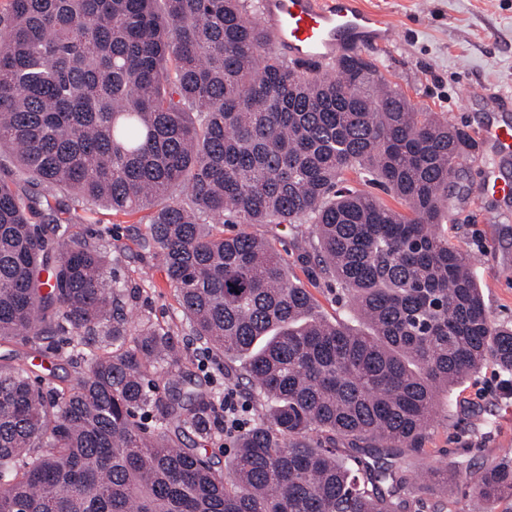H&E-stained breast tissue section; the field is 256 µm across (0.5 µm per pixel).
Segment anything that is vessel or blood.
<instances>
[{
	"label": "vessel or blood",
	"instance_id": "b4317fda",
	"mask_svg": "<svg viewBox=\"0 0 512 512\" xmlns=\"http://www.w3.org/2000/svg\"><path fill=\"white\" fill-rule=\"evenodd\" d=\"M259 22L271 44L294 61L332 68L347 52L384 47L392 26L360 0H262ZM498 157L512 156V127L490 124L480 134Z\"/></svg>",
	"mask_w": 512,
	"mask_h": 512
}]
</instances>
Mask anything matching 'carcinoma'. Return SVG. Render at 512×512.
<instances>
[{
  "instance_id": "obj_1",
  "label": "carcinoma",
  "mask_w": 512,
  "mask_h": 512,
  "mask_svg": "<svg viewBox=\"0 0 512 512\" xmlns=\"http://www.w3.org/2000/svg\"><path fill=\"white\" fill-rule=\"evenodd\" d=\"M245 0H9L0 12V146L45 192L152 211L190 332L239 363L254 419L217 469L175 440L215 430L174 336L131 330L104 246L32 222L41 197L0 178V341L64 336L87 372L43 388L0 355V512H409L440 392L491 361L478 258L448 241V183L478 143L421 112L359 53L308 77ZM381 184L402 206L343 187ZM239 224L230 235L218 224ZM254 224H309L301 262L366 330L329 321ZM164 374L157 396L150 370ZM471 512L512 503V448L468 484Z\"/></svg>"
}]
</instances>
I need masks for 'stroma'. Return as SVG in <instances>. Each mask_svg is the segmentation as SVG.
<instances>
[{"label": "stroma", "instance_id": "35a3bbf8", "mask_svg": "<svg viewBox=\"0 0 512 512\" xmlns=\"http://www.w3.org/2000/svg\"><path fill=\"white\" fill-rule=\"evenodd\" d=\"M385 14L393 27L389 46L364 50L380 75L396 86L417 109L434 112L470 132L492 121L505 120L487 98L493 92L512 101V0H364ZM487 178L484 164L467 161L448 187L449 220L441 226L451 243L477 255V274L492 321L512 323V202L481 195ZM43 213L52 214L74 237L103 243L112 269L128 290L127 312L132 323L147 320L168 331L186 350L182 369L199 392L214 393L237 385L234 369L189 334L178 293L167 281L159 256L145 251L140 238L147 213L124 214L103 205L86 204L61 191L42 199ZM253 234L274 241L288 272L304 281L321 314L328 320L347 317L336 294L320 279L308 280L298 254L311 227L256 224ZM9 353L51 368L52 386L75 383L81 366L72 364L68 345L39 354L18 341L0 343ZM426 454L415 457L412 469L421 472L462 462L464 477H477L497 463L501 451L512 448V376L486 365L458 390V406L440 407L431 426Z\"/></svg>", "mask_w": 512, "mask_h": 512}]
</instances>
